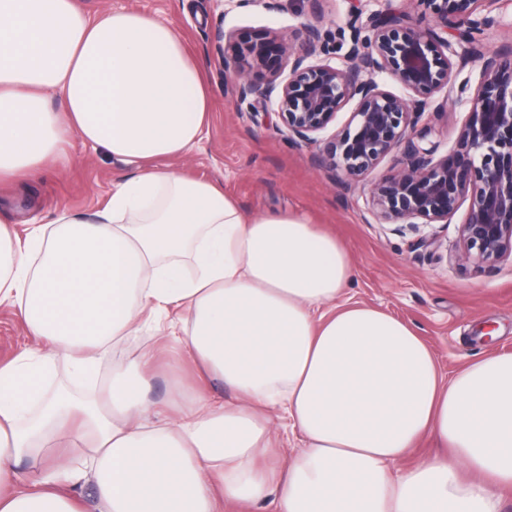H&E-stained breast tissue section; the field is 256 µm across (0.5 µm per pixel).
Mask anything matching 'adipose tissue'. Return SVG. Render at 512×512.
Returning a JSON list of instances; mask_svg holds the SVG:
<instances>
[{
	"instance_id": "obj_1",
	"label": "adipose tissue",
	"mask_w": 512,
	"mask_h": 512,
	"mask_svg": "<svg viewBox=\"0 0 512 512\" xmlns=\"http://www.w3.org/2000/svg\"><path fill=\"white\" fill-rule=\"evenodd\" d=\"M212 98L166 21L0 0V185L66 165L73 138L134 169L93 217L20 233L0 216V306L34 340L0 366V512H502L512 352L445 375L409 324L345 302L336 236L297 211L246 218L223 181L172 167ZM151 321L155 344L100 379L110 345ZM59 353L93 395H37ZM164 357L230 398L151 400ZM281 428L301 443L285 458ZM426 439L435 453L403 466Z\"/></svg>"
}]
</instances>
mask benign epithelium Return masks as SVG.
<instances>
[{"mask_svg": "<svg viewBox=\"0 0 512 512\" xmlns=\"http://www.w3.org/2000/svg\"><path fill=\"white\" fill-rule=\"evenodd\" d=\"M390 0H352L348 48L329 56L325 33L301 24L304 49L280 32L213 36L234 95L251 112H274L297 147L316 145L314 165L359 182L399 149L406 165L371 183L367 204L381 224L421 237V227L449 224L469 202L461 239L465 259L493 270L512 259V43L483 42L495 18L488 0H416L433 22ZM478 68L477 85L467 67ZM390 80L402 87L384 89ZM468 108L454 155H439L433 129L420 124L429 97ZM345 127L323 134L348 104Z\"/></svg>", "mask_w": 512, "mask_h": 512, "instance_id": "benign-epithelium-1", "label": "benign epithelium"}]
</instances>
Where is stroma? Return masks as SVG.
I'll use <instances>...</instances> for the list:
<instances>
[{"instance_id":"stroma-1","label":"stroma","mask_w":512,"mask_h":512,"mask_svg":"<svg viewBox=\"0 0 512 512\" xmlns=\"http://www.w3.org/2000/svg\"><path fill=\"white\" fill-rule=\"evenodd\" d=\"M95 12L131 8L161 18L179 32L206 69L214 89L208 132L190 158L181 161L189 175L221 179L245 217L295 210L341 240L353 268L349 303L369 305L413 326L433 350L446 374L487 354L512 351V262L494 270L463 260L459 228L462 215L435 225L436 240L415 245L412 236L376 223L365 195L370 183L404 164L401 152L388 155L364 180L345 186L315 167L313 149L291 146L278 118L240 107L222 63L210 46V19L224 13V27L240 33L270 29L297 35L302 23L340 35L349 0H294L286 11L247 5L223 12L221 0H84ZM429 120L440 151L452 153L465 108L447 105L443 94L431 98ZM65 173L51 170L33 178L29 190L0 188V210L19 219L41 217L66 208L91 213L108 200L114 182L132 169L102 151L73 141ZM201 382L211 395L223 394L217 379H200L193 367L161 370L151 397H174L184 385Z\"/></svg>"}]
</instances>
